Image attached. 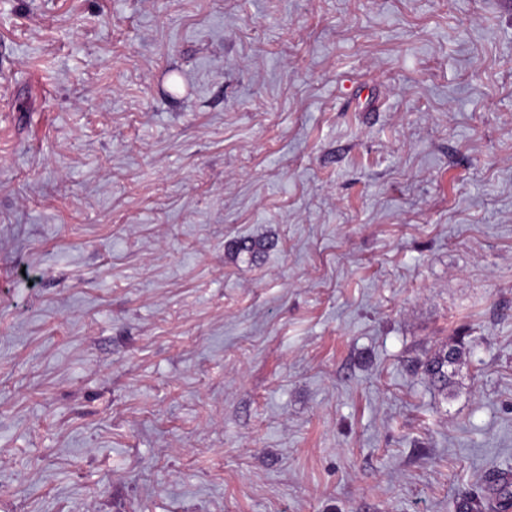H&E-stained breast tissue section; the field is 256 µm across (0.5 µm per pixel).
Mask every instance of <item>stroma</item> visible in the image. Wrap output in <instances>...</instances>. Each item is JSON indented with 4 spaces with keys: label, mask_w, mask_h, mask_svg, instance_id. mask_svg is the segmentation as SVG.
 <instances>
[{
    "label": "stroma",
    "mask_w": 512,
    "mask_h": 512,
    "mask_svg": "<svg viewBox=\"0 0 512 512\" xmlns=\"http://www.w3.org/2000/svg\"><path fill=\"white\" fill-rule=\"evenodd\" d=\"M505 483L512 0H0V512ZM462 354L461 345L449 350H438L421 364L422 372L438 387L439 391H447L448 379L452 374V372L448 373V367H455L461 360Z\"/></svg>",
    "instance_id": "obj_1"
}]
</instances>
